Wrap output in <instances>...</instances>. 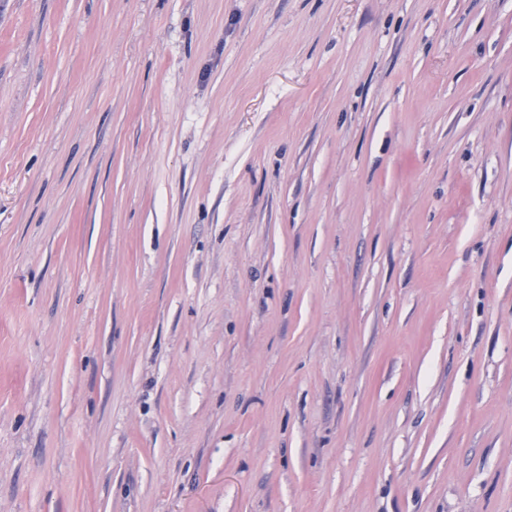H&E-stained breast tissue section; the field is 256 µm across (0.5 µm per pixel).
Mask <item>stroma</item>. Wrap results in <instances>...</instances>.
Here are the masks:
<instances>
[{"label":"stroma","mask_w":512,"mask_h":512,"mask_svg":"<svg viewBox=\"0 0 512 512\" xmlns=\"http://www.w3.org/2000/svg\"><path fill=\"white\" fill-rule=\"evenodd\" d=\"M0 512H512V0H0Z\"/></svg>","instance_id":"stroma-1"}]
</instances>
